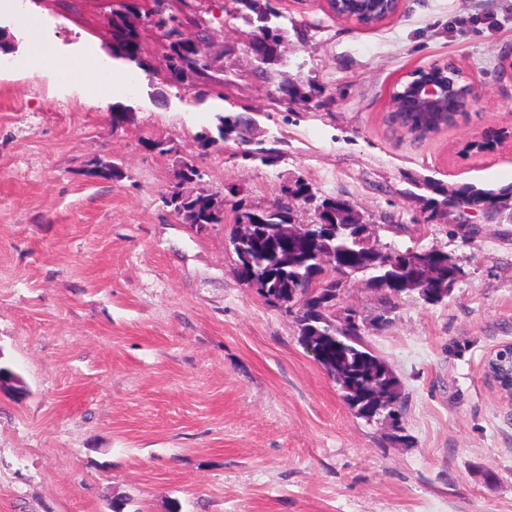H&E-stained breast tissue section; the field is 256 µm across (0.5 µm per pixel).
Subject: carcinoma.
I'll return each instance as SVG.
<instances>
[{
	"instance_id": "obj_1",
	"label": "carcinoma",
	"mask_w": 512,
	"mask_h": 512,
	"mask_svg": "<svg viewBox=\"0 0 512 512\" xmlns=\"http://www.w3.org/2000/svg\"><path fill=\"white\" fill-rule=\"evenodd\" d=\"M233 11L250 10L256 14L259 25L254 35L262 43L252 48V54L262 61L277 53L280 35L268 26L269 12L261 9L256 0H231ZM134 14H143L158 35L175 43L179 30L176 17L170 13L168 0H151L146 10L137 5L130 8ZM107 26L112 35V58L145 67L141 33L130 24L127 15L112 13ZM169 66L177 72H190L197 76L209 91L221 85L207 59L193 52H178L170 57ZM216 92V91H214ZM222 97L221 92H216ZM458 115L448 113L432 129L416 128L413 138L422 141L445 127L454 125ZM151 148L160 154L178 156L174 182L169 185L170 198L163 199L165 206L181 210L189 224H222L224 213L214 208L211 195L195 187L194 178L199 167L192 156L183 157L175 144L153 141ZM90 174L106 180H120L124 173L114 161L98 157L91 161ZM454 200L467 208L490 207L497 197L489 192L475 190L469 186L454 192ZM352 210L348 200L334 198L331 209L323 212L319 220L333 225L345 219L344 211ZM290 208L286 205L259 212L261 218H253L254 212L244 211L236 216V225L231 230L229 242L236 255L237 271L245 274L256 285L257 294L274 307L290 309L298 306V340L308 351L315 353L314 359L331 376L343 393V398L356 415L366 418L371 414L372 396L380 389L386 396V408L375 417L396 420L402 409L400 383L386 363L377 356L363 339V321L349 308L338 306L342 289L338 276L372 277L382 280L391 267L388 261L402 263V258H390L375 252L370 243V234L358 236V228H330L325 240L308 248H292L281 236L280 225L288 223ZM250 225L242 231L240 225ZM321 252L336 256L341 268L330 273L319 265L317 254Z\"/></svg>"
}]
</instances>
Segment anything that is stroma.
<instances>
[{"label": "stroma", "instance_id": "obj_1", "mask_svg": "<svg viewBox=\"0 0 512 512\" xmlns=\"http://www.w3.org/2000/svg\"><path fill=\"white\" fill-rule=\"evenodd\" d=\"M126 0H25L0 17L13 65L0 69V512H512V404L485 361L512 344V199L448 211L471 186L512 180V0H403L374 26L339 21L321 0H259L282 43L263 63L254 28L225 0H188L212 35L222 98L167 76L143 29L133 91L94 96L73 71L110 57L106 20ZM53 37V64L34 65ZM455 63L478 106L417 141L390 121L392 94L418 68ZM133 112L113 128L112 108ZM251 120L199 154L217 114ZM501 133L488 151L475 137ZM196 155L224 221L195 227L164 207L173 158ZM109 157L119 181L90 175ZM308 183L315 198L285 200ZM236 193H229V186ZM343 197L380 252L437 249L462 276L442 303L387 300L348 278L369 347L401 384L398 423L360 418L298 341L292 314L236 273L238 210L289 202L296 223ZM388 325H381V317Z\"/></svg>", "mask_w": 512, "mask_h": 512}]
</instances>
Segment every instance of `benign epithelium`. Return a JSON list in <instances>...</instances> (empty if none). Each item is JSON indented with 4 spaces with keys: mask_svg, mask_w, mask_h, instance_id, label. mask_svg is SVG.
Wrapping results in <instances>:
<instances>
[{
    "mask_svg": "<svg viewBox=\"0 0 512 512\" xmlns=\"http://www.w3.org/2000/svg\"><path fill=\"white\" fill-rule=\"evenodd\" d=\"M327 12L338 20L348 16L361 18V25L374 17L391 18L398 14L402 0H324ZM467 100L466 110L473 109L481 96L478 85L470 78L458 82L448 66L434 65L419 68L407 75V80L392 95V118L406 128H411L410 116L414 112H456L460 97ZM288 242L303 244L315 241L321 236V224L287 225ZM430 251H407L411 262L395 268V275L383 283L387 288H418L416 269L421 257ZM486 373L496 383L504 397L512 399V344L494 351L486 360Z\"/></svg>",
    "mask_w": 512,
    "mask_h": 512,
    "instance_id": "benign-epithelium-1",
    "label": "benign epithelium"
}]
</instances>
